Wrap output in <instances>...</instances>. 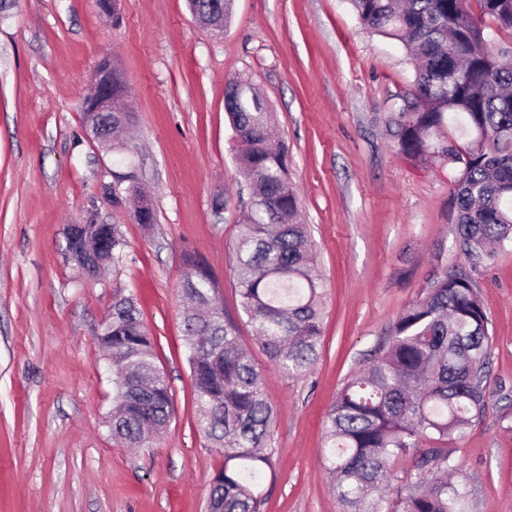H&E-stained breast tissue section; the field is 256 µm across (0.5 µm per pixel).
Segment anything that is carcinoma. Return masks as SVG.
<instances>
[{
	"label": "carcinoma",
	"mask_w": 512,
	"mask_h": 512,
	"mask_svg": "<svg viewBox=\"0 0 512 512\" xmlns=\"http://www.w3.org/2000/svg\"><path fill=\"white\" fill-rule=\"evenodd\" d=\"M369 30L396 39L417 60L409 112L393 119L400 151L450 166L452 219L462 251L479 261L512 243V0H351ZM251 192L234 243L239 307L259 331L270 362L306 373L321 344V284L312 274V240L298 222L299 198L288 155L270 134L271 113L256 91L225 108ZM132 112H98L91 123L128 124ZM464 146L445 136L451 125ZM81 235L112 236L116 265L125 243L115 224H86ZM181 292L184 342L197 421L224 456L210 492L211 512H262L259 492L273 465L275 410L238 325L216 307L209 271L188 259ZM489 320L471 276L445 273L401 313L384 353L337 393L326 418V459L336 492L352 512H381L396 459L452 470L442 448L425 440L463 438L484 409ZM112 437L141 447L162 435L173 415L170 387L156 362L134 295L112 301ZM401 512H463L462 485L437 478L397 491Z\"/></svg>",
	"instance_id": "obj_1"
}]
</instances>
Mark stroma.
I'll use <instances>...</instances> for the list:
<instances>
[{
  "label": "stroma",
  "instance_id": "35a3bbf8",
  "mask_svg": "<svg viewBox=\"0 0 512 512\" xmlns=\"http://www.w3.org/2000/svg\"><path fill=\"white\" fill-rule=\"evenodd\" d=\"M111 58L129 88L121 150L90 140L83 101ZM405 48L371 33L350 0H233L223 35L186 0H12L0 11V512H205L223 458L197 424L183 337L187 258L266 377L276 412L263 512H347L324 460L337 392L386 348L432 280L472 271L490 321L485 407L445 442L466 512H512V243L471 265L451 221V172L407 158L391 119L411 98ZM251 83L288 150L323 284L319 357L288 377L239 308L233 244L249 202L224 112ZM155 221L130 217L133 190ZM118 225L119 265L93 279L64 229ZM132 294L169 378L165 435L113 440L112 372L97 343L115 294Z\"/></svg>",
  "mask_w": 512,
  "mask_h": 512
}]
</instances>
